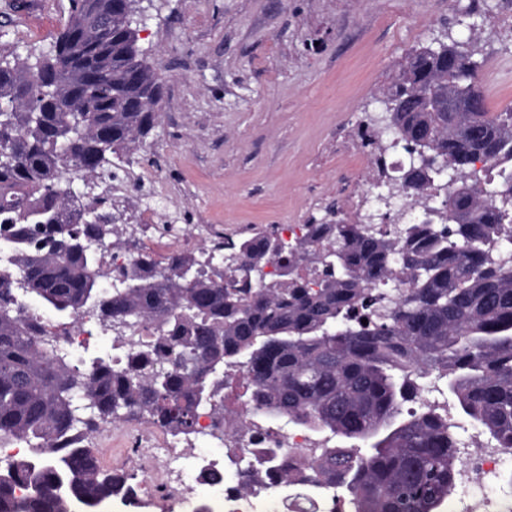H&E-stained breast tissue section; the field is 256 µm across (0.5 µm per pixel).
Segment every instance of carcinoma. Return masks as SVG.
Returning a JSON list of instances; mask_svg holds the SVG:
<instances>
[{"instance_id": "obj_1", "label": "carcinoma", "mask_w": 512, "mask_h": 512, "mask_svg": "<svg viewBox=\"0 0 512 512\" xmlns=\"http://www.w3.org/2000/svg\"><path fill=\"white\" fill-rule=\"evenodd\" d=\"M477 71L461 45L425 48L389 88V128L448 173L431 203L435 170H405L402 190L436 210L422 223L310 224L292 244L258 231L224 244L229 267L216 279L191 256L161 269L139 252L103 288L98 253L119 245V230L87 223L93 203L70 190L130 159L157 123L148 108L160 76L135 17L116 0H70L48 53L0 54V448H27L4 457L0 512H50L56 488L69 510L133 503L137 474L104 468L89 436L138 415L188 442L199 411L228 413L234 369L252 417L327 435L311 474L281 482L332 489L351 512H444L462 466L458 425L446 401L404 410L430 373L512 450V108L459 111L482 102ZM479 161L498 180H469ZM271 260L288 274L265 280ZM31 298L71 320L96 316L126 362L73 361L61 339L46 340ZM338 436L366 447L330 444ZM275 454L259 448L237 465L257 478Z\"/></svg>"}]
</instances>
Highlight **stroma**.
Returning a JSON list of instances; mask_svg holds the SVG:
<instances>
[{"label": "stroma", "mask_w": 512, "mask_h": 512, "mask_svg": "<svg viewBox=\"0 0 512 512\" xmlns=\"http://www.w3.org/2000/svg\"><path fill=\"white\" fill-rule=\"evenodd\" d=\"M138 42L165 79L155 128L121 192H103L126 253L159 266L284 224L352 223L375 189L384 96L398 66L457 43L479 62L491 112L512 108V0H139ZM69 0H0V53L54 44ZM143 418L94 433L104 467L141 470L169 442Z\"/></svg>", "instance_id": "stroma-1"}]
</instances>
